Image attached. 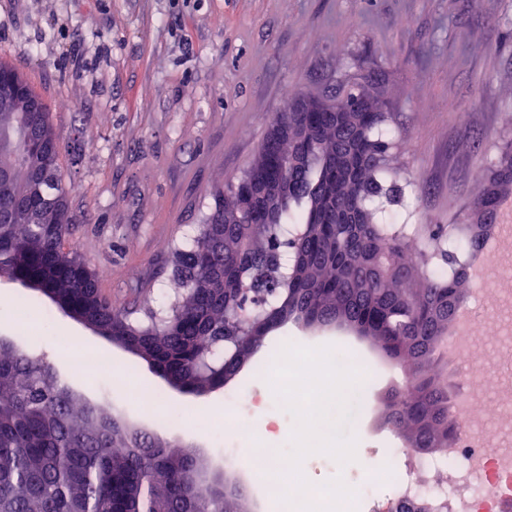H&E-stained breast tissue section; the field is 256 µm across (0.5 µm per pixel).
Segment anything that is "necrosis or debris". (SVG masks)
I'll list each match as a JSON object with an SVG mask.
<instances>
[{
  "label": "necrosis or debris",
  "instance_id": "4bbe7bcc",
  "mask_svg": "<svg viewBox=\"0 0 512 512\" xmlns=\"http://www.w3.org/2000/svg\"><path fill=\"white\" fill-rule=\"evenodd\" d=\"M486 317L468 314L449 337L451 355L468 364L475 385H463L452 399L456 434L434 453L386 449L382 470L392 495L382 499L357 487L354 512H503L512 502V356H482V344L496 334Z\"/></svg>",
  "mask_w": 512,
  "mask_h": 512
}]
</instances>
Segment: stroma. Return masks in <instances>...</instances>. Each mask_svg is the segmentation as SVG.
I'll return each mask as SVG.
<instances>
[{"label":"stroma","instance_id":"35a3bbf8","mask_svg":"<svg viewBox=\"0 0 512 512\" xmlns=\"http://www.w3.org/2000/svg\"><path fill=\"white\" fill-rule=\"evenodd\" d=\"M512 0H0V60L22 72L50 108L60 168L72 188L76 247L118 309L165 307L173 249L194 236L214 194L243 175L277 113L305 97L333 99L361 84L391 134L388 168L401 190L390 210L409 224H455L485 191L498 146L512 141ZM0 277V336L22 340L87 403L124 413L206 466L243 473L245 441L225 440L223 412L247 418L255 445L288 447L295 425L267 378L244 368L198 400L175 394L147 364ZM45 319L22 337L17 307ZM361 360L370 402L349 429L362 452L302 468L314 484L372 473L369 448H399L380 426V400L407 370L340 328L295 323L270 333L258 360L285 343ZM104 354L107 372L72 363ZM158 394L140 410L142 389Z\"/></svg>","mask_w":512,"mask_h":512}]
</instances>
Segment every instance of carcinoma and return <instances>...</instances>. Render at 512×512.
<instances>
[{
  "label": "carcinoma",
  "mask_w": 512,
  "mask_h": 512,
  "mask_svg": "<svg viewBox=\"0 0 512 512\" xmlns=\"http://www.w3.org/2000/svg\"><path fill=\"white\" fill-rule=\"evenodd\" d=\"M334 105L359 109L365 133L359 144L347 149L336 142L330 113L295 116L286 106L251 168L226 185L206 224L177 248L180 294L165 314L140 319L112 307L79 253L65 247L70 190L62 183L60 144L45 113L43 137L52 154L43 191L55 215L16 208L31 152L27 136L17 132L11 151H0V166L15 178L0 185V208L14 211L13 223L0 224V276L38 280L74 313L130 342L138 358L153 360L197 396L239 363L253 362L254 348L282 323L319 312L358 330L408 368L406 387L386 396L384 424L419 452L448 447L456 427L435 356L448 337L451 304H463L469 281L456 254L478 252L483 236L478 229L468 235L458 224H431L428 243L413 250L408 241L418 231L396 224L394 216L341 226L314 208L316 189L345 175L332 162L338 149L374 160L346 186L369 210L382 194L398 192L383 187L392 142L386 133L374 135L381 113L356 83L345 84ZM511 193L512 142L499 147L491 188L471 205L476 225L487 223L496 203ZM215 280L254 290L264 305L243 319L211 290ZM199 457L196 448L176 449L112 410L84 402L42 358L13 341L0 343V512H243L244 495L235 486L188 484Z\"/></svg>",
  "instance_id": "carcinoma-1"
}]
</instances>
